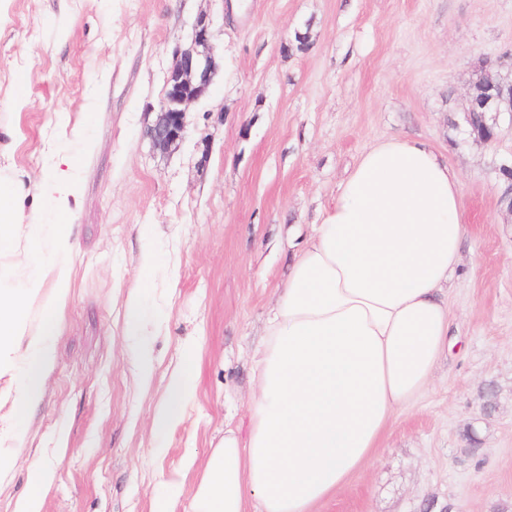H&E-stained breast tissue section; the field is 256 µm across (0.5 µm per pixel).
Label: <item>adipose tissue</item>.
Instances as JSON below:
<instances>
[{"instance_id":"adipose-tissue-1","label":"adipose tissue","mask_w":512,"mask_h":512,"mask_svg":"<svg viewBox=\"0 0 512 512\" xmlns=\"http://www.w3.org/2000/svg\"><path fill=\"white\" fill-rule=\"evenodd\" d=\"M74 162L57 153L34 202L0 172V483L23 455L26 413L54 364L55 318L70 298ZM467 233L456 172L425 140L370 146L312 225L255 349L258 392L247 435L225 427L202 465L189 512H314L369 460L389 423L427 389L451 341L450 280ZM193 394L174 376L158 429L182 420Z\"/></svg>"}]
</instances>
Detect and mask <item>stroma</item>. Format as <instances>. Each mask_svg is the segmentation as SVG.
<instances>
[{
  "instance_id": "obj_1",
  "label": "stroma",
  "mask_w": 512,
  "mask_h": 512,
  "mask_svg": "<svg viewBox=\"0 0 512 512\" xmlns=\"http://www.w3.org/2000/svg\"><path fill=\"white\" fill-rule=\"evenodd\" d=\"M8 0L0 13V168L30 195L55 142L76 164L72 297L25 453L0 484L17 512L29 470L41 512H153L159 480L191 497L225 423L247 431L253 354L294 249L361 154L428 140L460 181L468 234L448 283L458 346L367 465L315 512H512V115L493 141L463 133L482 58L512 66V0ZM212 19L217 74L180 145L145 130L175 48ZM84 129L83 140L70 136ZM160 256L140 286L145 249ZM145 316L127 335L126 300ZM151 347L149 385L134 348ZM195 385L155 429L170 377ZM497 387L484 415L483 391ZM162 455H155V448ZM48 480L49 475L44 469L32 471L22 512H40L41 498Z\"/></svg>"
}]
</instances>
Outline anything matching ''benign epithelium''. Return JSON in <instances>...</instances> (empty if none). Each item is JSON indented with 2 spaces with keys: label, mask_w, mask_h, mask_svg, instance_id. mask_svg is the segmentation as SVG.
I'll return each mask as SVG.
<instances>
[{
  "label": "benign epithelium",
  "mask_w": 512,
  "mask_h": 512,
  "mask_svg": "<svg viewBox=\"0 0 512 512\" xmlns=\"http://www.w3.org/2000/svg\"><path fill=\"white\" fill-rule=\"evenodd\" d=\"M211 27L208 14H199L193 46L173 51L165 91L156 118L147 130L153 147L161 152L172 150L183 140L190 105L206 93L213 81L217 62Z\"/></svg>",
  "instance_id": "benign-epithelium-1"
}]
</instances>
